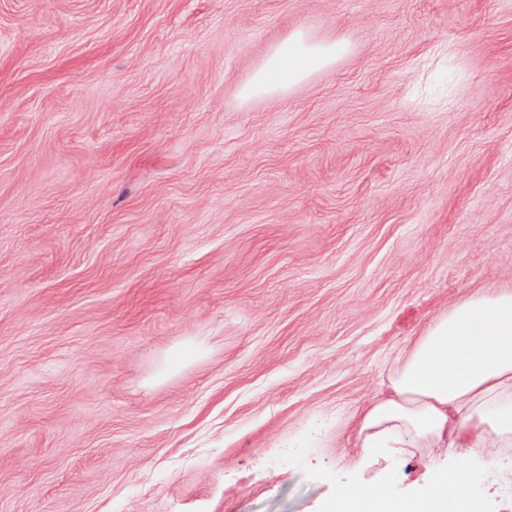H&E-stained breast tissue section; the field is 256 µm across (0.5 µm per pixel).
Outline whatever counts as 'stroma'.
Wrapping results in <instances>:
<instances>
[{"label": "stroma", "instance_id": "stroma-1", "mask_svg": "<svg viewBox=\"0 0 512 512\" xmlns=\"http://www.w3.org/2000/svg\"><path fill=\"white\" fill-rule=\"evenodd\" d=\"M299 28L350 51L241 100ZM494 288L512 0H0V512L419 492L453 451L354 420Z\"/></svg>", "mask_w": 512, "mask_h": 512}]
</instances>
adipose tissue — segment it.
I'll return each instance as SVG.
<instances>
[{"instance_id": "1", "label": "adipose tissue", "mask_w": 512, "mask_h": 512, "mask_svg": "<svg viewBox=\"0 0 512 512\" xmlns=\"http://www.w3.org/2000/svg\"><path fill=\"white\" fill-rule=\"evenodd\" d=\"M348 50L346 41L314 42L294 31L240 96L288 91ZM353 439L369 450L448 447L457 455L421 493L397 498L376 482L342 485L326 512H479L483 449L512 447V289L469 295L401 350Z\"/></svg>"}]
</instances>
